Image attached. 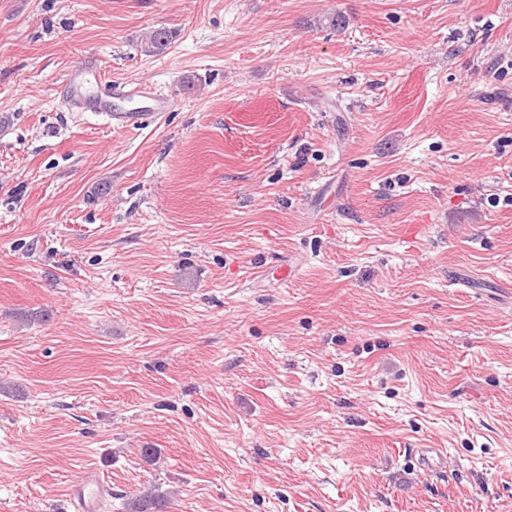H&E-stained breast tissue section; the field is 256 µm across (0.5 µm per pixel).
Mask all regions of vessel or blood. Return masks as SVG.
Here are the masks:
<instances>
[{"label":"vessel or blood","instance_id":"vessel-or-blood-1","mask_svg":"<svg viewBox=\"0 0 512 512\" xmlns=\"http://www.w3.org/2000/svg\"><path fill=\"white\" fill-rule=\"evenodd\" d=\"M101 67L96 57L85 56L78 67L66 77L63 92L67 101L82 112H96L106 116L112 127L127 129L141 124L145 114L159 116L169 111L172 100L151 88L129 89L117 84L112 89V102L99 101L91 87L101 78ZM445 451L441 448H421L417 451V464L427 472L442 469ZM104 484L95 470H87L70 486L67 498L73 512H99Z\"/></svg>","mask_w":512,"mask_h":512}]
</instances>
